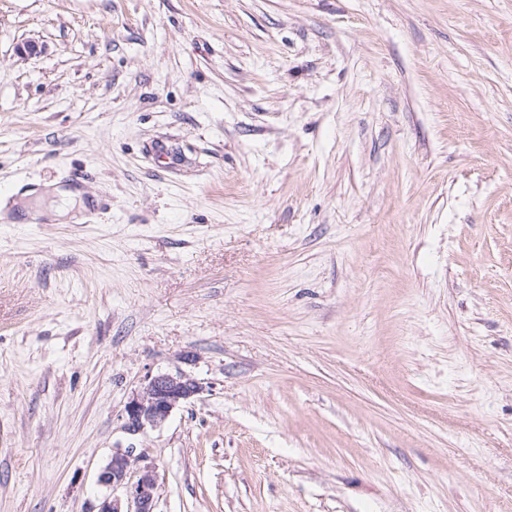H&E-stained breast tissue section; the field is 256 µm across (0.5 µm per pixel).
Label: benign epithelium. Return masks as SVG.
<instances>
[{
    "label": "benign epithelium",
    "mask_w": 512,
    "mask_h": 512,
    "mask_svg": "<svg viewBox=\"0 0 512 512\" xmlns=\"http://www.w3.org/2000/svg\"><path fill=\"white\" fill-rule=\"evenodd\" d=\"M204 391L202 382L181 369L149 374L124 406L123 430L136 437L159 429L177 408ZM157 482L156 467L147 462L144 449L132 443L115 448L98 483L121 494L104 497L96 512H154Z\"/></svg>",
    "instance_id": "7a95c632"
}]
</instances>
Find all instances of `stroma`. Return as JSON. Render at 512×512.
Here are the masks:
<instances>
[{
  "mask_svg": "<svg viewBox=\"0 0 512 512\" xmlns=\"http://www.w3.org/2000/svg\"><path fill=\"white\" fill-rule=\"evenodd\" d=\"M131 443L155 512H512V0H0V512ZM204 391L202 382L181 369L149 374L125 404L122 428L131 437L160 429L177 408Z\"/></svg>",
  "mask_w": 512,
  "mask_h": 512,
  "instance_id": "stroma-1",
  "label": "stroma"
}]
</instances>
